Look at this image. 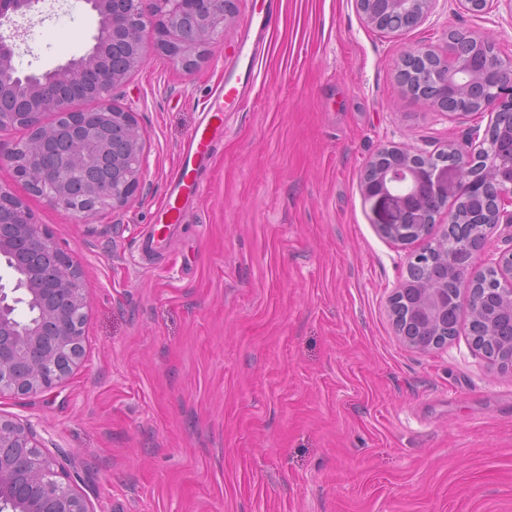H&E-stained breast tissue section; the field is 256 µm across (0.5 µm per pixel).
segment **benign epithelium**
Returning a JSON list of instances; mask_svg holds the SVG:
<instances>
[{
    "label": "benign epithelium",
    "instance_id": "obj_1",
    "mask_svg": "<svg viewBox=\"0 0 512 512\" xmlns=\"http://www.w3.org/2000/svg\"><path fill=\"white\" fill-rule=\"evenodd\" d=\"M233 0H85L99 17L91 50L52 71L20 74L13 37L0 34V134L28 132L7 155L17 178L47 202L85 222L104 209L125 206L142 184L145 136L134 113L113 103V90L143 64L150 50L184 71L194 69L203 48L224 33ZM436 0H356L365 22L390 32L424 22ZM39 0H0V27ZM398 81L405 94L439 112L489 116L483 134L474 129L447 151L453 165L404 147H382L361 175L365 198L385 204L392 219L383 232L396 242L425 244L408 264L407 278L390 299L394 324L409 346L435 347L425 336L448 335L443 322L448 296L420 266L438 259L467 286L470 320L489 309L512 321V248L483 270L473 265L488 231L512 224V60L496 43L475 33L450 32L446 51L420 46L404 53ZM97 102L93 114L76 108ZM50 113L54 121L46 123ZM467 195L486 200L480 210L448 206ZM446 230L431 238L432 225ZM11 261V285L0 282V395H28L54 388L84 356L87 307L80 269L34 220L19 197L0 185V259ZM494 272L482 294L478 272ZM417 299L413 317L401 320L399 296ZM36 319L20 322L18 305ZM493 338L492 363L512 368V336ZM9 512H89L64 466L40 445L28 425L0 415V509Z\"/></svg>",
    "mask_w": 512,
    "mask_h": 512
}]
</instances>
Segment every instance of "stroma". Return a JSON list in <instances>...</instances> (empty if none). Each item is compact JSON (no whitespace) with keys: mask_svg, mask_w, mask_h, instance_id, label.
<instances>
[{"mask_svg":"<svg viewBox=\"0 0 512 512\" xmlns=\"http://www.w3.org/2000/svg\"><path fill=\"white\" fill-rule=\"evenodd\" d=\"M253 0H234L193 71L156 53L113 92L146 137L141 188L87 222L0 161L83 273L84 358L55 388L0 396L74 477L90 512H512V369L471 344L468 315L427 351L395 332L390 298L420 243L386 237L360 175L384 145L427 152L486 118L402 94L404 51L468 30L512 58V7L437 0L402 32L356 0H279L259 77L166 246L142 254L181 149L242 51ZM14 64L85 55L84 0H39Z\"/></svg>","mask_w":512,"mask_h":512,"instance_id":"stroma-1","label":"stroma"}]
</instances>
